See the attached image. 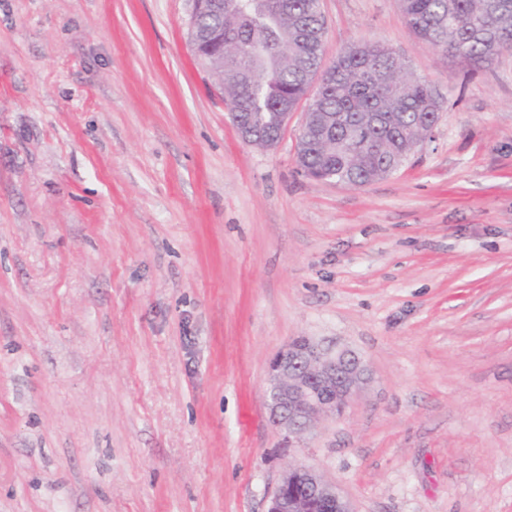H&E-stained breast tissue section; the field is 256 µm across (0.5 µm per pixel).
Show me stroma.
Segmentation results:
<instances>
[{
    "mask_svg": "<svg viewBox=\"0 0 512 512\" xmlns=\"http://www.w3.org/2000/svg\"><path fill=\"white\" fill-rule=\"evenodd\" d=\"M192 0H0V512H267L288 463L355 512H512V55L472 70L399 0H321L325 58L393 48L443 101L364 187L243 143ZM372 373L287 440L270 364Z\"/></svg>",
    "mask_w": 512,
    "mask_h": 512,
    "instance_id": "obj_1",
    "label": "stroma"
}]
</instances>
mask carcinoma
Here are the masks:
<instances>
[{
    "label": "carcinoma",
    "instance_id": "obj_1",
    "mask_svg": "<svg viewBox=\"0 0 512 512\" xmlns=\"http://www.w3.org/2000/svg\"><path fill=\"white\" fill-rule=\"evenodd\" d=\"M200 30L224 31L219 90L231 112L256 127L264 147L281 130L280 113L310 98L330 112L336 138L297 158L306 175L367 186L399 170L430 138L442 104L389 48L359 42L321 69L325 22L320 0H223ZM408 29L460 65L480 69L512 54V0H400Z\"/></svg>",
    "mask_w": 512,
    "mask_h": 512
}]
</instances>
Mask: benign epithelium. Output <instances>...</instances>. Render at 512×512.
Masks as SVG:
<instances>
[{
    "label": "benign epithelium",
    "instance_id": "7a95c632",
    "mask_svg": "<svg viewBox=\"0 0 512 512\" xmlns=\"http://www.w3.org/2000/svg\"><path fill=\"white\" fill-rule=\"evenodd\" d=\"M202 46L224 59V33L210 35ZM301 129L326 141L336 134L331 118L307 112ZM368 382V370L347 347L326 345L303 336L288 342L273 358L269 372V418L288 439L307 433L321 416L335 417ZM267 512H355L340 489L306 464L288 466L269 497Z\"/></svg>",
    "mask_w": 512,
    "mask_h": 512
}]
</instances>
